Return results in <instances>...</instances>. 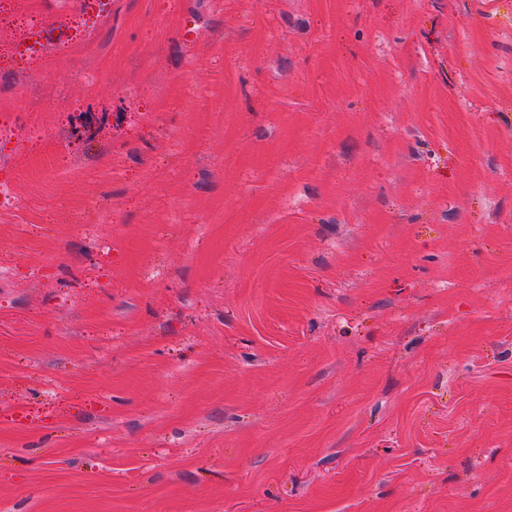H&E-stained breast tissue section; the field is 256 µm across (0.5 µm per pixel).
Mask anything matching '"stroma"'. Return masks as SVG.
<instances>
[{
  "mask_svg": "<svg viewBox=\"0 0 512 512\" xmlns=\"http://www.w3.org/2000/svg\"><path fill=\"white\" fill-rule=\"evenodd\" d=\"M8 7L0 512H512V0Z\"/></svg>",
  "mask_w": 512,
  "mask_h": 512,
  "instance_id": "1",
  "label": "stroma"
}]
</instances>
